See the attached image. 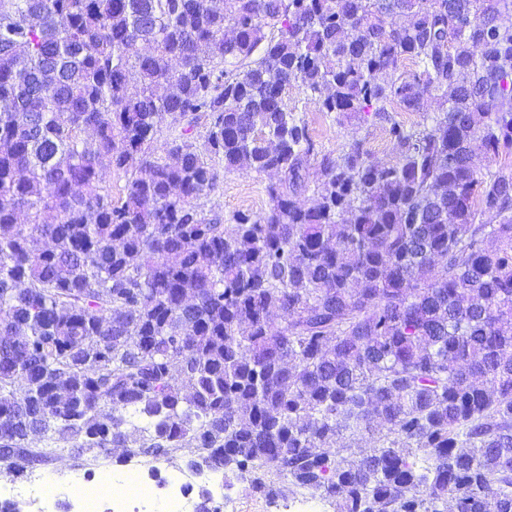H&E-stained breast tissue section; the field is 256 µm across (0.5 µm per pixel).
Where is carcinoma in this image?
Masks as SVG:
<instances>
[{
  "mask_svg": "<svg viewBox=\"0 0 512 512\" xmlns=\"http://www.w3.org/2000/svg\"><path fill=\"white\" fill-rule=\"evenodd\" d=\"M511 11L0 0V465L183 451L333 512H512V167L472 166L512 154ZM293 86L393 159L310 168ZM219 162L278 174L267 212L205 208ZM388 125L372 124L364 122L359 130V135L365 138V148L373 159L389 161L393 159V152L388 135Z\"/></svg>",
  "mask_w": 512,
  "mask_h": 512,
  "instance_id": "obj_1",
  "label": "carcinoma"
}]
</instances>
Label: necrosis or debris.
<instances>
[{"label":"necrosis or debris","mask_w":512,"mask_h":512,"mask_svg":"<svg viewBox=\"0 0 512 512\" xmlns=\"http://www.w3.org/2000/svg\"><path fill=\"white\" fill-rule=\"evenodd\" d=\"M96 481L79 475L69 479L58 472L33 474L27 485L0 491L22 512H55L60 501H69L71 512H197L195 486L209 487L214 499L225 500L224 476L209 469H183L161 460L152 463L133 456L124 470L112 473L107 462H98Z\"/></svg>","instance_id":"obj_1"}]
</instances>
